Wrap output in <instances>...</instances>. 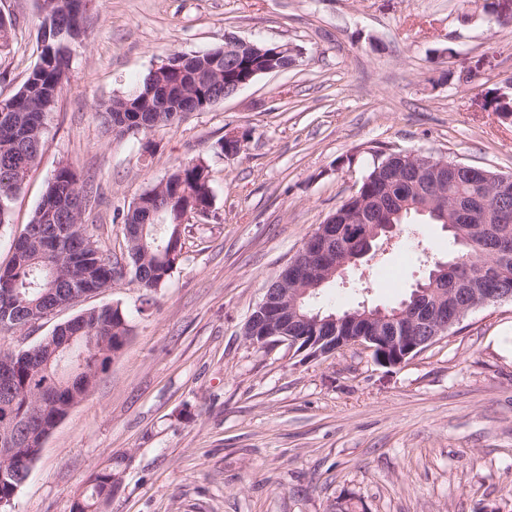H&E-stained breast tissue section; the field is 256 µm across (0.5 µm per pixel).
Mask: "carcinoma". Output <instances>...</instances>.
<instances>
[{"instance_id":"obj_1","label":"carcinoma","mask_w":512,"mask_h":512,"mask_svg":"<svg viewBox=\"0 0 512 512\" xmlns=\"http://www.w3.org/2000/svg\"><path fill=\"white\" fill-rule=\"evenodd\" d=\"M42 15L38 31V60L16 93L0 98V224L19 193L29 170L38 162L45 147V120L53 111L67 78L73 46L85 32V16L70 9L71 0H37ZM16 20L0 14V53L10 48ZM278 43L258 41L248 56L255 70L270 65L280 56ZM241 73L224 67L221 49L204 54L175 53L149 72L134 91L117 96L101 106L104 124L118 133L148 136L178 123L188 112H202L215 104L213 89ZM401 161L393 154L379 152L376 161L357 189L358 199L350 210L358 213L361 204L381 198L379 224H409L422 217L445 228L457 246L448 261H460L457 281H448V293L470 281L479 288L512 289V257L507 271L499 270L500 258L469 247L458 237L466 228L456 223L457 199L473 195L480 188L462 177L439 181L447 209L439 213L420 212L424 204L411 175L395 184L390 177ZM88 202L72 167L62 163L47 183L42 200L23 232L16 238L11 263L0 267V332L19 330L20 312L42 315L49 305L69 300L81 293H100L121 280L122 268L112 254L103 250L82 214L74 210L72 197ZM213 205L208 165L192 159L178 165L165 181L144 191L126 209H119L113 221L123 225L125 246L130 261L132 282L154 293L165 287L183 255V224L190 217L206 218ZM129 315L119 305H106L81 312L63 326L57 325L52 342L58 352H46L45 365L38 369L22 353L13 358V384L10 393L0 387V407L13 404V417L0 428L26 429L38 426L35 411L44 395L54 397L57 407L51 413L63 415L93 387L80 376L59 369L64 357L79 361L84 370L96 375L119 357L131 334ZM114 469L107 467L93 474L84 498L76 501L72 512H98V505L112 498Z\"/></svg>"}]
</instances>
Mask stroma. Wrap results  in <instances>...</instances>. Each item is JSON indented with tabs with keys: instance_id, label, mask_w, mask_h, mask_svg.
Segmentation results:
<instances>
[{
	"instance_id": "35a3bbf8",
	"label": "stroma",
	"mask_w": 512,
	"mask_h": 512,
	"mask_svg": "<svg viewBox=\"0 0 512 512\" xmlns=\"http://www.w3.org/2000/svg\"><path fill=\"white\" fill-rule=\"evenodd\" d=\"M90 0V25L47 118L46 146L0 224V266L60 163L96 194L83 213L125 259L114 208L179 164L203 158L209 219L190 218L184 254L145 299L129 279L0 335L31 347L80 312L121 305L132 334L47 438L12 512H72L90 475L118 464L99 512H335L351 494L367 512H512V302L470 311L399 367L351 347L308 357L260 350L243 326L304 240L359 187L374 150L414 151L512 174V123L486 93L512 78V0ZM16 20L0 55V97L34 67V0H0ZM300 49L296 66L155 132L154 153L97 112L172 53L227 36ZM232 129L243 150L220 153ZM444 259L437 224H415L329 283L326 311L397 305ZM386 267L391 277H383Z\"/></svg>"
}]
</instances>
